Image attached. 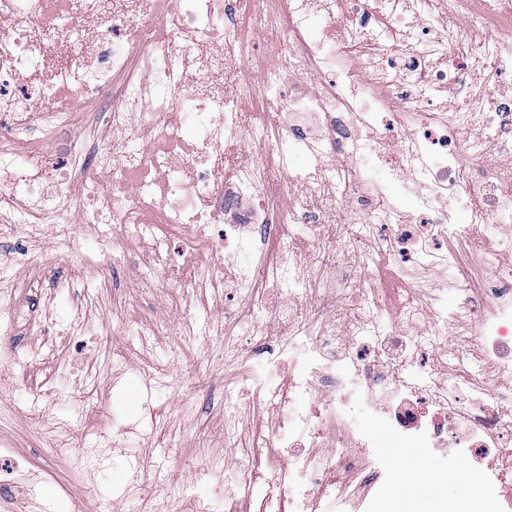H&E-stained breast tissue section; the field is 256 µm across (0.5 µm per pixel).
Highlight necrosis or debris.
Segmentation results:
<instances>
[{
  "label": "necrosis or debris",
  "mask_w": 512,
  "mask_h": 512,
  "mask_svg": "<svg viewBox=\"0 0 512 512\" xmlns=\"http://www.w3.org/2000/svg\"><path fill=\"white\" fill-rule=\"evenodd\" d=\"M269 0H0V202L27 222L60 219L62 244L119 227L141 234L142 271L220 289L214 334L276 428L235 410L224 391L221 444L236 465L225 512H370L415 487L397 447L451 448L462 477L493 474L512 506V0H281L292 39L261 82L243 74L246 20ZM461 17L443 24V15ZM283 115L252 127L246 96ZM109 98L93 136L60 135L76 112ZM259 145L242 155L243 134ZM303 162L307 195L284 207L271 161ZM235 163L225 180L223 160ZM388 170L369 183L372 165ZM81 181L87 194L76 193ZM396 202L378 217L376 197ZM480 192L470 224L453 201ZM262 204L224 221L243 200ZM344 211L361 233L337 234ZM297 225L313 246L299 253ZM383 252L425 288L467 266L483 286L456 305L428 294L383 306L367 260ZM495 365L488 376L485 368ZM388 428L396 448L372 426Z\"/></svg>",
  "instance_id": "1"
}]
</instances>
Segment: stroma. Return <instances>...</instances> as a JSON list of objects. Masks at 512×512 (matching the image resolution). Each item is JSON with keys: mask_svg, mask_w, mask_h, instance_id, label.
<instances>
[{"mask_svg": "<svg viewBox=\"0 0 512 512\" xmlns=\"http://www.w3.org/2000/svg\"><path fill=\"white\" fill-rule=\"evenodd\" d=\"M112 231L103 224L99 240L78 238V258L63 272L69 287L48 282L33 297L41 323L53 326L50 335L16 330L13 356L0 363V376L13 385L12 398L0 407L6 417L0 438L11 442L14 457L29 458L47 473L30 512H73L77 505L86 512H107L114 505L121 512H148L152 502L147 488L164 469L171 481L164 512H192L198 500L213 495L206 469L172 472L168 461L187 454L224 425V349L208 337L215 312L203 304L201 288L183 294L159 276L152 287L143 288L132 268L113 275L90 273L88 261L98 260L100 240ZM156 311L178 323L191 320L199 343L208 346L203 357L189 352L179 382L166 388L155 387L144 373L165 368L177 335L146 341L138 334L143 317ZM76 316L90 321L86 335H71L69 323ZM86 361L96 369L97 393L90 406L81 399L79 368ZM186 400L195 403L196 415L184 414ZM153 408L161 410L160 418L150 417ZM61 421L73 437V454L67 458L47 452L52 426ZM133 461L140 466L146 491L129 497L125 489ZM451 461L450 449L410 444L396 466H418L435 506L445 512L449 503L465 505L479 492L451 475Z\"/></svg>", "mask_w": 512, "mask_h": 512, "instance_id": "stroma-1", "label": "stroma"}]
</instances>
